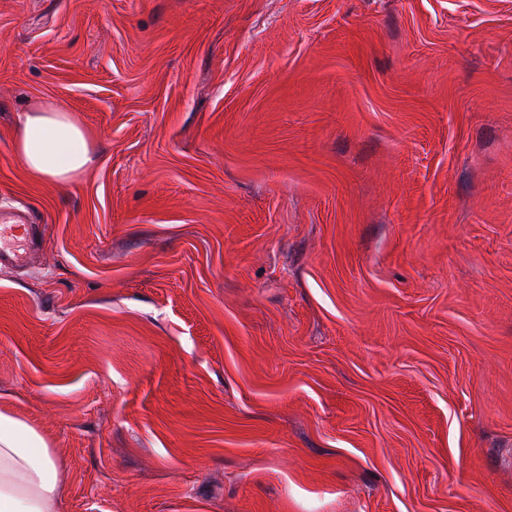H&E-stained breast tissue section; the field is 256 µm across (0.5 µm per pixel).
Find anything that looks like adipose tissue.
Returning <instances> with one entry per match:
<instances>
[{
  "mask_svg": "<svg viewBox=\"0 0 512 512\" xmlns=\"http://www.w3.org/2000/svg\"><path fill=\"white\" fill-rule=\"evenodd\" d=\"M15 152L38 181L69 183L93 163L86 132L72 111L48 101L23 112ZM58 465L43 434L0 411V512H61Z\"/></svg>",
  "mask_w": 512,
  "mask_h": 512,
  "instance_id": "obj_1",
  "label": "adipose tissue"
}]
</instances>
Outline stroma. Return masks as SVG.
Returning a JSON list of instances; mask_svg holds the SVG:
<instances>
[{
  "instance_id": "35a3bbf8",
  "label": "stroma",
  "mask_w": 512,
  "mask_h": 512,
  "mask_svg": "<svg viewBox=\"0 0 512 512\" xmlns=\"http://www.w3.org/2000/svg\"><path fill=\"white\" fill-rule=\"evenodd\" d=\"M18 205L0 409L62 512H512V0H0ZM15 153L33 179L55 183L75 181L94 161L72 111L48 101L33 102L22 113ZM0 231L1 235L6 227L9 230H21L22 235L25 239L30 243L34 244L35 235H36V226L32 221V217L30 212L27 209L22 208H11L9 210H1L0 211ZM5 224H12L10 226H5Z\"/></svg>"
}]
</instances>
